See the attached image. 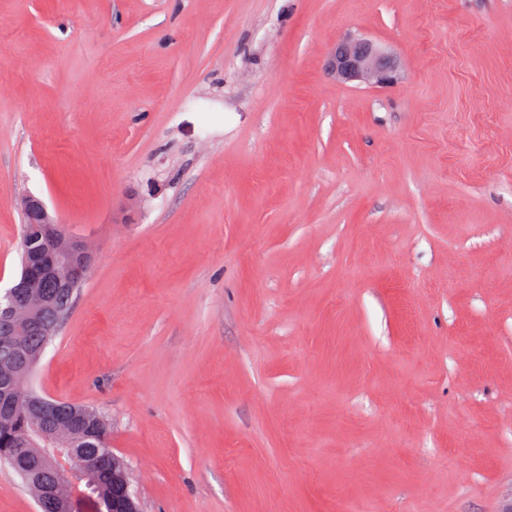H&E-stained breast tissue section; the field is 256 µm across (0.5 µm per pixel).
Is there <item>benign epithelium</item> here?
Instances as JSON below:
<instances>
[{
    "label": "benign epithelium",
    "instance_id": "benign-epithelium-1",
    "mask_svg": "<svg viewBox=\"0 0 512 512\" xmlns=\"http://www.w3.org/2000/svg\"><path fill=\"white\" fill-rule=\"evenodd\" d=\"M328 69L337 81L368 82L376 85L393 83L397 65L393 56L366 37L336 42L328 55ZM20 208L27 218L25 238L28 247L23 255V277L18 288L10 289L6 302H0V361L11 368L31 373L40 362L45 348L25 351L13 337L53 336L66 315L70 289L87 277L94 262L91 248L72 238L37 196L26 195ZM47 281L57 288L41 287ZM39 288L29 299H18V289ZM16 399L12 373L0 376V404ZM33 418L31 435L15 450L18 469L36 473L40 512H73L83 498L81 487L74 485L64 492L57 477L68 472L80 481L104 468L112 469L110 512H142L132 490L125 461L105 449L89 453L94 435L83 430L90 414L62 402L49 400L38 393L27 399Z\"/></svg>",
    "mask_w": 512,
    "mask_h": 512
}]
</instances>
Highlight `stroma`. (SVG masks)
Here are the masks:
<instances>
[{
  "label": "stroma",
  "instance_id": "35a3bbf8",
  "mask_svg": "<svg viewBox=\"0 0 512 512\" xmlns=\"http://www.w3.org/2000/svg\"><path fill=\"white\" fill-rule=\"evenodd\" d=\"M26 194L96 250L28 384L142 512L512 498V0H0V296ZM328 69L338 82H368L376 85L393 83L397 65L393 56L366 37L336 42L328 55Z\"/></svg>",
  "mask_w": 512,
  "mask_h": 512
}]
</instances>
